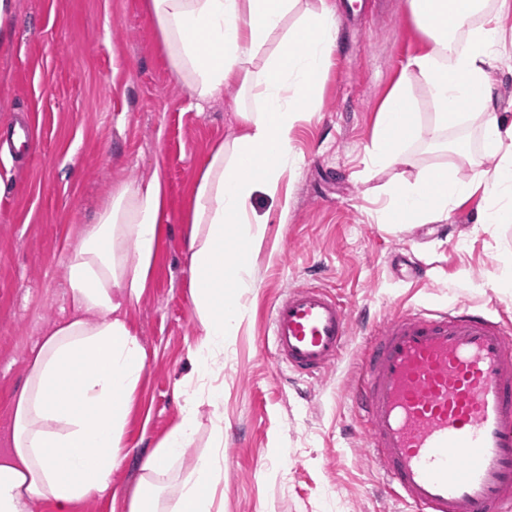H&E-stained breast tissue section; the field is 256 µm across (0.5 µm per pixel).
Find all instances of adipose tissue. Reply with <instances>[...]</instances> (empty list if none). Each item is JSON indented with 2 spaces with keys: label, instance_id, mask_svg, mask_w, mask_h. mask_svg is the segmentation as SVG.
I'll return each mask as SVG.
<instances>
[{
  "label": "adipose tissue",
  "instance_id": "ef3b65f1",
  "mask_svg": "<svg viewBox=\"0 0 512 512\" xmlns=\"http://www.w3.org/2000/svg\"><path fill=\"white\" fill-rule=\"evenodd\" d=\"M300 0H146L169 66L196 102L237 88L234 133L209 153L192 189L186 217L190 292L202 328L194 353L195 390L180 419L145 460L141 484L165 474L194 441L199 396L223 401L213 385L224 366V337L244 318L248 253L265 219L257 193L287 204L280 187L294 168L291 132L300 117L319 111L322 77L336 48V7L322 0L300 10ZM428 40L406 69L423 77L434 103L431 137L467 120L479 123L492 173L460 180L433 167L398 181L380 210L383 224H411L447 212L475 191L488 206L485 224L512 222V120L496 111L489 70L497 57L501 19L512 0L490 9L484 0H409ZM421 131L410 107L407 79H399L379 110L369 169L405 162ZM167 215L160 176L119 187L74 248L66 268L72 316L32 350L29 375L13 405L8 450L0 451V512H55L107 494L125 458L124 429L132 395L145 369V352L125 310L147 287ZM224 424L216 422L212 450L199 457L178 486L169 512H222Z\"/></svg>",
  "mask_w": 512,
  "mask_h": 512
}]
</instances>
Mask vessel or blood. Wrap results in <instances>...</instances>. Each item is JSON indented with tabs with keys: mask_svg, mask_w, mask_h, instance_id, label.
<instances>
[{
	"mask_svg": "<svg viewBox=\"0 0 512 512\" xmlns=\"http://www.w3.org/2000/svg\"><path fill=\"white\" fill-rule=\"evenodd\" d=\"M350 322L327 289L291 288L270 313L273 359L319 378ZM360 358L353 403L386 494L416 512H512V326L474 305L401 309Z\"/></svg>",
	"mask_w": 512,
	"mask_h": 512,
	"instance_id": "1",
	"label": "vessel or blood"
}]
</instances>
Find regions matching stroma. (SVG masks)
Here are the masks:
<instances>
[{"mask_svg":"<svg viewBox=\"0 0 512 512\" xmlns=\"http://www.w3.org/2000/svg\"><path fill=\"white\" fill-rule=\"evenodd\" d=\"M338 37L322 104L291 134L288 208L259 193L269 215L249 251L254 283L247 316L224 339V512H408L387 500L367 463L349 395L365 330L353 324L344 359L317 380L277 367L267 348L269 316L287 289L317 282L352 310L381 320L407 306L480 304L512 322V223L482 224L474 194L440 223H379L380 191L435 165L458 178L495 162L471 137L463 161L421 135L410 163L366 172L379 108L427 39L407 0H333ZM491 69L494 104L512 114V14ZM237 92L199 106L172 74L143 0H10L0 15V132L28 113L27 158L0 150V438L10 429L32 348L71 313L65 268L113 191L161 171L167 218L144 293L126 319L146 355L124 430L127 458L112 491L74 512H127L144 458L179 419L180 393L201 338L190 294L189 194L211 149L230 135ZM214 410L198 409L190 448L155 480L170 504L177 476L210 450ZM279 463H271L270 449Z\"/></svg>","mask_w":512,"mask_h":512,"instance_id":"obj_1","label":"stroma"}]
</instances>
